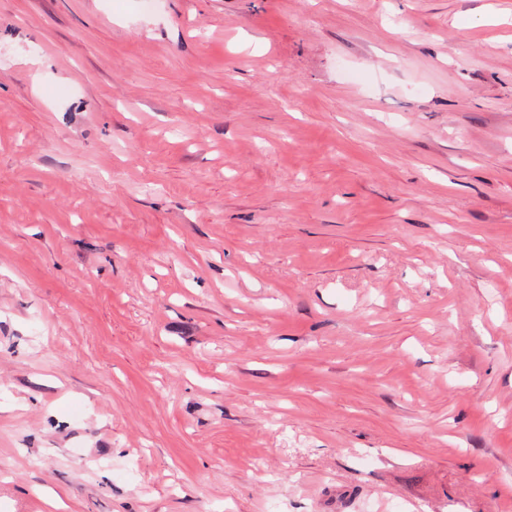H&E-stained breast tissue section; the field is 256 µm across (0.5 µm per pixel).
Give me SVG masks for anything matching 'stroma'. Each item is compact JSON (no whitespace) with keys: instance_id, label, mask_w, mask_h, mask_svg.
Masks as SVG:
<instances>
[{"instance_id":"obj_1","label":"stroma","mask_w":512,"mask_h":512,"mask_svg":"<svg viewBox=\"0 0 512 512\" xmlns=\"http://www.w3.org/2000/svg\"><path fill=\"white\" fill-rule=\"evenodd\" d=\"M0 512H512V0H0Z\"/></svg>"}]
</instances>
